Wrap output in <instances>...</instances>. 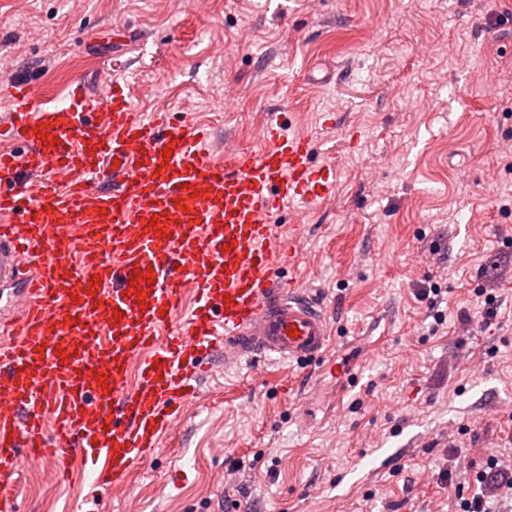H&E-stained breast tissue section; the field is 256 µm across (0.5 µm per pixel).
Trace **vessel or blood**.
Returning <instances> with one entry per match:
<instances>
[{
	"label": "vessel or blood",
	"mask_w": 512,
	"mask_h": 512,
	"mask_svg": "<svg viewBox=\"0 0 512 512\" xmlns=\"http://www.w3.org/2000/svg\"><path fill=\"white\" fill-rule=\"evenodd\" d=\"M71 82L46 106L37 82L6 84L0 117V512H17L24 463L69 476L78 449L94 483L123 493L225 362L324 358V310L278 280L292 255L270 222L336 194L341 156L316 163L284 113L264 147L223 161L189 116L142 117L125 88ZM171 156H164V147ZM154 270L152 284L138 272Z\"/></svg>",
	"instance_id": "1"
}]
</instances>
